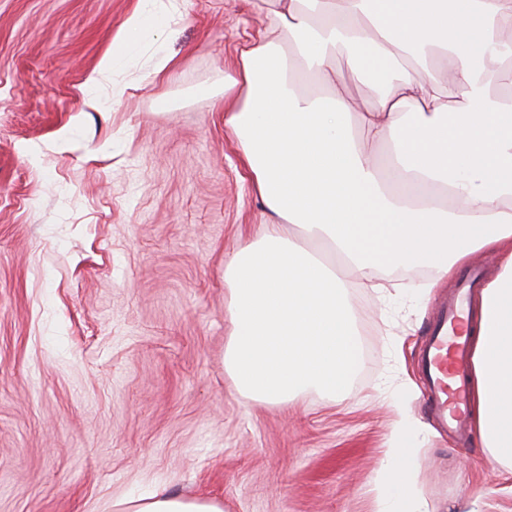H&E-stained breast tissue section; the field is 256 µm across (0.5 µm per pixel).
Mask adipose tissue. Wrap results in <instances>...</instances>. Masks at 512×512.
<instances>
[{
  "instance_id": "ef3b65f1",
  "label": "adipose tissue",
  "mask_w": 512,
  "mask_h": 512,
  "mask_svg": "<svg viewBox=\"0 0 512 512\" xmlns=\"http://www.w3.org/2000/svg\"><path fill=\"white\" fill-rule=\"evenodd\" d=\"M182 2L142 0L99 77L112 76L145 27L179 21ZM262 2L264 24L224 89L243 96L224 125L266 217L260 238L224 267L236 387L270 404L310 388L335 394L360 357L351 280L390 267L442 280L488 249L500 262L477 303L474 424L494 459L511 464L512 89L497 75L512 68V0ZM340 55L349 73L337 69ZM314 81L324 97L305 91ZM384 147L397 181L375 162ZM396 406L375 512H427L416 486L424 427L408 395ZM115 508L224 512L217 500L163 492Z\"/></svg>"
}]
</instances>
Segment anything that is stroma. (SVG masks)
Wrapping results in <instances>:
<instances>
[{
	"instance_id": "obj_1",
	"label": "stroma",
	"mask_w": 512,
	"mask_h": 512,
	"mask_svg": "<svg viewBox=\"0 0 512 512\" xmlns=\"http://www.w3.org/2000/svg\"><path fill=\"white\" fill-rule=\"evenodd\" d=\"M139 0H0V512H113L159 491L224 512H375L417 385L428 512H512V469L425 411L417 355L437 299L403 269L349 290L347 388L269 404L224 367V263L265 216L224 128L253 0H183L95 84ZM174 56L153 77L157 54Z\"/></svg>"
}]
</instances>
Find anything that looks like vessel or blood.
Returning <instances> with one entry per match:
<instances>
[{
    "mask_svg": "<svg viewBox=\"0 0 512 512\" xmlns=\"http://www.w3.org/2000/svg\"><path fill=\"white\" fill-rule=\"evenodd\" d=\"M485 281L483 270H472L456 292L441 296L431 334L420 354V369L430 391L433 418L453 433L466 426L471 401L470 367L473 339L461 318L463 306Z\"/></svg>",
    "mask_w": 512,
    "mask_h": 512,
    "instance_id": "b4317fda",
    "label": "vessel or blood"
}]
</instances>
